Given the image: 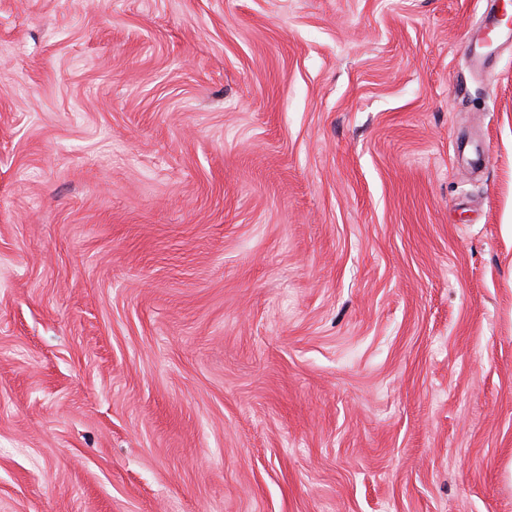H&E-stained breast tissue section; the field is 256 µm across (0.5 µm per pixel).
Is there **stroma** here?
Listing matches in <instances>:
<instances>
[{
	"label": "stroma",
	"instance_id": "1",
	"mask_svg": "<svg viewBox=\"0 0 512 512\" xmlns=\"http://www.w3.org/2000/svg\"><path fill=\"white\" fill-rule=\"evenodd\" d=\"M504 2L0 0V512H512Z\"/></svg>",
	"mask_w": 512,
	"mask_h": 512
}]
</instances>
